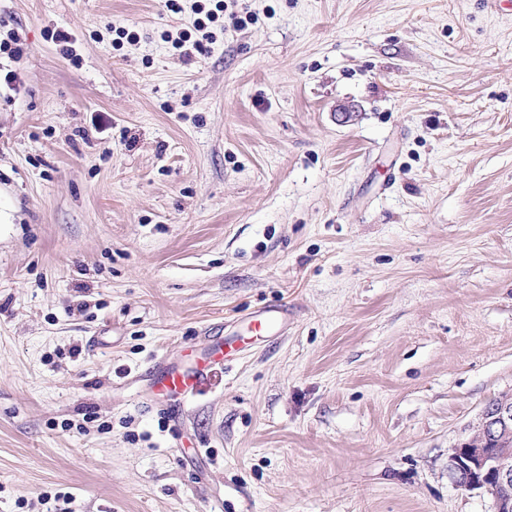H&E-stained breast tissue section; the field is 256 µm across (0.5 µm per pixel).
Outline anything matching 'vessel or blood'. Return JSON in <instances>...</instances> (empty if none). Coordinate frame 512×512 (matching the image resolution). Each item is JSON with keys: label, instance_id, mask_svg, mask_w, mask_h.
<instances>
[{"label": "vessel or blood", "instance_id": "b4317fda", "mask_svg": "<svg viewBox=\"0 0 512 512\" xmlns=\"http://www.w3.org/2000/svg\"><path fill=\"white\" fill-rule=\"evenodd\" d=\"M287 321V308L276 306L259 311L253 325L259 331L278 332ZM228 356V350L219 342L211 346L207 353L180 362L157 364L150 373L157 402L182 403L203 393L211 384L215 366L223 364Z\"/></svg>", "mask_w": 512, "mask_h": 512}]
</instances>
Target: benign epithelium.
<instances>
[{"label":"benign epithelium","instance_id":"7a95c632","mask_svg":"<svg viewBox=\"0 0 512 512\" xmlns=\"http://www.w3.org/2000/svg\"><path fill=\"white\" fill-rule=\"evenodd\" d=\"M448 468L455 482L470 490L494 484L512 491V397L485 407L477 430L457 444Z\"/></svg>","mask_w":512,"mask_h":512}]
</instances>
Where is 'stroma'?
<instances>
[{"mask_svg":"<svg viewBox=\"0 0 512 512\" xmlns=\"http://www.w3.org/2000/svg\"><path fill=\"white\" fill-rule=\"evenodd\" d=\"M180 4L0 0V512H495L448 458L512 394V10L238 0L185 59ZM167 41L171 42L172 48L179 53L181 57L188 58L194 55V52L202 54L206 51V42H212L213 36L203 33L201 39L195 38L192 40V34L189 31H182L177 37L173 38L172 35L166 36ZM288 321V309L285 306H276L259 311L253 321L257 331L279 332ZM229 357L224 341L210 347L207 353L180 362L159 363L150 373L152 390L158 403L186 400L206 391L211 385L213 368Z\"/></svg>","mask_w":512,"mask_h":512,"instance_id":"stroma-1","label":"stroma"}]
</instances>
